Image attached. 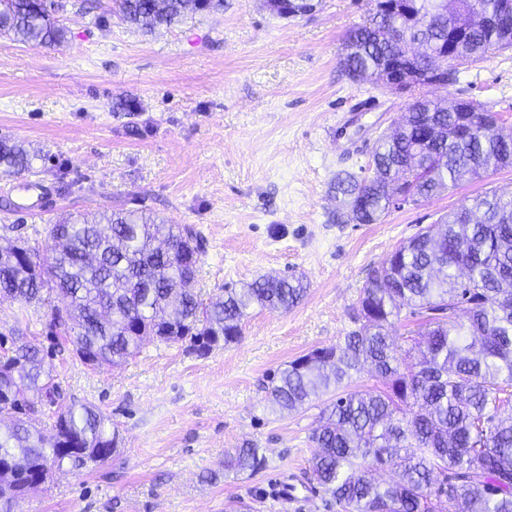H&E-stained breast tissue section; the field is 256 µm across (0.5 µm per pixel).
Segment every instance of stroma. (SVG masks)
<instances>
[{
    "instance_id": "1",
    "label": "stroma",
    "mask_w": 512,
    "mask_h": 512,
    "mask_svg": "<svg viewBox=\"0 0 512 512\" xmlns=\"http://www.w3.org/2000/svg\"><path fill=\"white\" fill-rule=\"evenodd\" d=\"M61 45L0 35V137L33 154L22 178L0 176V244L49 243L46 227L98 209L147 207L204 243L194 287L203 298L266 274L301 276L285 312L251 310L242 337L200 357L145 341L119 366L82 364L45 328L59 297L0 303V355L15 336L41 347L66 401L93 405L119 431L88 469L56 473L15 512H343L309 479V436L327 400L272 411L268 377L354 327L368 272L442 216L497 190L512 167L460 183L373 224L340 216L336 178L370 162L377 137L409 100L353 82L340 64L366 0H321L296 18L263 0H224L147 32L115 0H66ZM512 126V49L461 69L447 90ZM266 457L256 474L225 466L244 443Z\"/></svg>"
}]
</instances>
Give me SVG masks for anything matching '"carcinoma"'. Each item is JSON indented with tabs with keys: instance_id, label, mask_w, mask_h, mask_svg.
<instances>
[{
	"instance_id": "1",
	"label": "carcinoma",
	"mask_w": 512,
	"mask_h": 512,
	"mask_svg": "<svg viewBox=\"0 0 512 512\" xmlns=\"http://www.w3.org/2000/svg\"><path fill=\"white\" fill-rule=\"evenodd\" d=\"M0 13V34L33 45H57L65 30L56 15L64 0H15ZM223 0H118L121 19L150 29L169 25L190 9L209 10ZM433 0H419L418 23L434 54L448 52V83L458 67L512 40L488 31L469 37V50L456 55L448 20L434 15ZM376 15L351 29L344 44L356 48L345 71L370 68L396 57L417 39L400 26V44L379 40ZM496 122L495 113L443 112L424 98L409 108L397 136L380 137L371 156L374 174H348L336 182V195L348 221L373 224L391 206L386 180L412 182L428 198L467 177L512 166V129L472 136ZM448 138H431L433 126ZM22 144L0 139V173L30 171ZM53 245L43 254L27 243L23 254L0 249V298L42 304L55 291L66 299L69 321L48 331L70 334L76 357L86 366H117L140 353L143 339L186 343L205 354L241 338V321L254 306L286 312L303 297L298 278L269 275L204 300L179 289L199 267L201 244L190 227L166 224L144 209L106 211L90 219L47 228ZM466 306L467 322L457 308ZM357 323L343 340L294 359L271 379L270 408H304L321 391L334 389L320 413L311 440L317 448L311 471L317 484L343 512H512V195L487 193L400 243L381 267L371 271L360 292ZM414 319L403 337L405 349L389 334L401 317ZM384 389L345 391L344 382L364 367ZM58 406L62 419L44 434L20 418L0 425V457L12 463L1 478L19 489L33 469L46 474L87 467L108 437L118 438L109 419L91 405L61 402L53 368L42 350L15 339L0 360V412L20 413L29 405ZM227 466L252 473L265 465L260 449L246 445L226 454ZM393 471L383 485L371 472ZM4 488V489H6ZM0 489V512L9 499Z\"/></svg>"
}]
</instances>
